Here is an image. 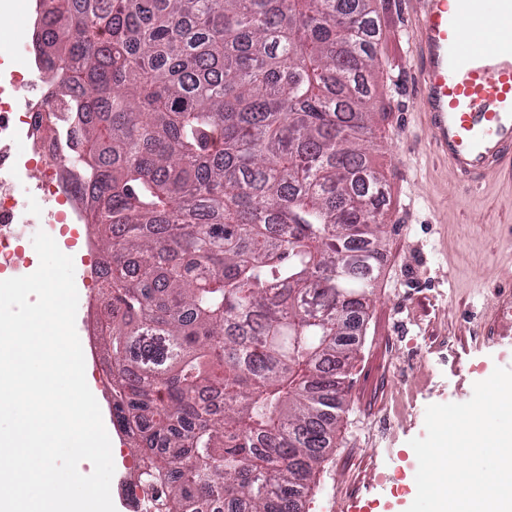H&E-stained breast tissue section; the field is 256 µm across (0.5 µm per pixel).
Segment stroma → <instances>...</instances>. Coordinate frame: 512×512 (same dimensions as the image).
Listing matches in <instances>:
<instances>
[{"label": "stroma", "mask_w": 512, "mask_h": 512, "mask_svg": "<svg viewBox=\"0 0 512 512\" xmlns=\"http://www.w3.org/2000/svg\"><path fill=\"white\" fill-rule=\"evenodd\" d=\"M407 0H374L378 32L368 163L385 187L380 274L356 334L348 409L301 512H407L411 439L431 404L464 403L495 367L512 368V335L483 332L499 283L512 280V181L461 184L427 143L415 110Z\"/></svg>", "instance_id": "obj_1"}]
</instances>
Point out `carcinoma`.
Masks as SVG:
<instances>
[{"label": "carcinoma", "instance_id": "obj_1", "mask_svg": "<svg viewBox=\"0 0 512 512\" xmlns=\"http://www.w3.org/2000/svg\"><path fill=\"white\" fill-rule=\"evenodd\" d=\"M373 2L39 0L116 422L165 512H301L332 448L383 234Z\"/></svg>", "mask_w": 512, "mask_h": 512}]
</instances>
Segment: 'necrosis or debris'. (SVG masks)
Wrapping results in <instances>:
<instances>
[{"instance_id":"necrosis-or-debris-1","label":"necrosis or debris","mask_w":512,"mask_h":512,"mask_svg":"<svg viewBox=\"0 0 512 512\" xmlns=\"http://www.w3.org/2000/svg\"><path fill=\"white\" fill-rule=\"evenodd\" d=\"M39 65L36 58L18 62L10 40L0 37V274L15 277L31 272L20 250L29 225L58 243L89 239L91 230L67 178L64 141L47 136L59 131L61 114L29 73ZM32 177L28 203H19L16 188Z\"/></svg>"}]
</instances>
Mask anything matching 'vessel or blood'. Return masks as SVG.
I'll return each mask as SVG.
<instances>
[{
    "label": "vessel or blood",
    "mask_w": 512,
    "mask_h": 512,
    "mask_svg": "<svg viewBox=\"0 0 512 512\" xmlns=\"http://www.w3.org/2000/svg\"><path fill=\"white\" fill-rule=\"evenodd\" d=\"M408 12L432 152L475 190L512 176V0H409ZM488 20L489 45L476 37Z\"/></svg>",
    "instance_id": "b4317fda"
}]
</instances>
